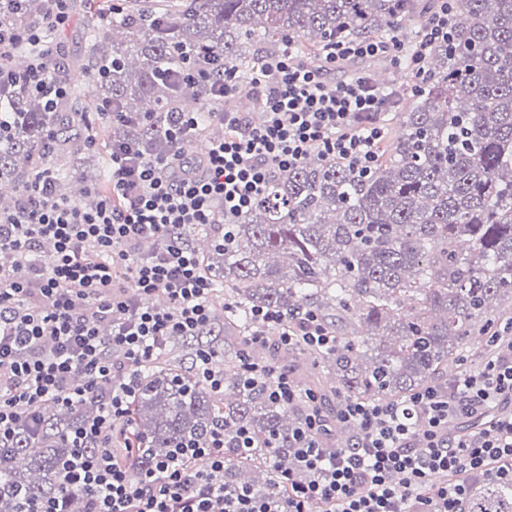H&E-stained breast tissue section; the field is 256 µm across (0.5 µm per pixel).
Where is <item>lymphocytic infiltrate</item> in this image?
<instances>
[{"label":"lymphocytic infiltrate","mask_w":512,"mask_h":512,"mask_svg":"<svg viewBox=\"0 0 512 512\" xmlns=\"http://www.w3.org/2000/svg\"><path fill=\"white\" fill-rule=\"evenodd\" d=\"M48 2L43 18L24 29L0 9V82L23 83L52 110L68 94L49 74L53 47L44 45L24 72L5 67L15 42L42 43L45 29L65 25L68 0ZM451 42L443 2L413 49L397 33L337 43L317 65L281 53L255 77L256 111L221 112L224 137L201 156L182 153L203 131L195 113L181 110L165 113L161 146L138 138L111 143L109 187L92 209L60 197L50 169L36 174L16 210L0 215V253L14 256L12 264L0 262V462L19 433L36 432L40 404L69 405L95 393L104 409L71 433L74 456L63 466L58 496L24 512H66L76 495L85 498V512H212L219 499L224 512H467L475 485L512 483V343L448 386L415 393L408 405L342 402L339 421L360 432L348 447L322 446L320 416L308 414L295 455L309 478L289 482L282 495L225 482L220 429L146 472L134 460H113L112 433L132 395L129 369L153 360L167 337L195 335L211 320L210 280L187 231L233 223L265 194L274 171L297 166L311 152L369 167L384 136L379 117L398 92L365 70L337 82L328 71L386 57L420 74L429 50ZM147 238L157 246L144 255L139 245ZM45 242L53 246L50 257L34 261ZM121 269L133 291L117 287ZM157 292L170 310L146 305ZM252 319L253 345L264 344L271 330L288 346L336 345L311 308L291 329L272 309L254 310ZM492 406L498 412L482 430L450 435L453 422Z\"/></svg>","instance_id":"obj_1"}]
</instances>
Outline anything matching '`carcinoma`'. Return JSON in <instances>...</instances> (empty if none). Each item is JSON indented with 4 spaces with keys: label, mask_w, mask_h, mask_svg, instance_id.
Returning a JSON list of instances; mask_svg holds the SVG:
<instances>
[{
    "label": "carcinoma",
    "mask_w": 512,
    "mask_h": 512,
    "mask_svg": "<svg viewBox=\"0 0 512 512\" xmlns=\"http://www.w3.org/2000/svg\"><path fill=\"white\" fill-rule=\"evenodd\" d=\"M43 0H27L15 25L40 19ZM158 21L131 8L108 17L91 3L85 26L94 70L91 103L114 112H154L156 126H112V139H155L162 113L192 96L203 126L218 104L205 80L188 79L182 51L195 67L221 56L236 72L235 91L252 82L266 60L292 51L317 63L339 41L387 39L409 19L424 26L430 6L420 0H161ZM453 46L432 50L428 78L412 85V106L396 119L401 131L379 144L370 170L319 154L276 171L266 193L234 223L201 227L210 242L202 272L224 291V319L195 336H171L159 357L137 368L130 400V443L136 466L148 469L182 444H203L224 428L229 464L224 480L264 493L273 485L267 463L304 477L293 451L307 402L288 407L253 384L241 358L285 365L300 348L268 359L247 346L251 311L272 308L284 324L315 308L324 321L357 318L365 337H337L336 350L304 351L306 387L324 396L316 368L336 377L337 396L365 403H403L448 381L474 336L495 324L492 302L512 298V0H453ZM39 46L18 42L8 65L21 72ZM90 135L48 112L19 84L0 83V184L25 188L50 164V144L79 154ZM55 185L72 179L93 193L109 178L106 164L90 175L53 168ZM209 348L237 364L224 390L201 385L178 356ZM90 395L70 406L39 410L38 431L19 436L0 469V512L51 498L74 449L67 432L98 415ZM253 447H240V435ZM469 512H512V485L485 482Z\"/></svg>",
    "instance_id": "cac0c4a2"
}]
</instances>
